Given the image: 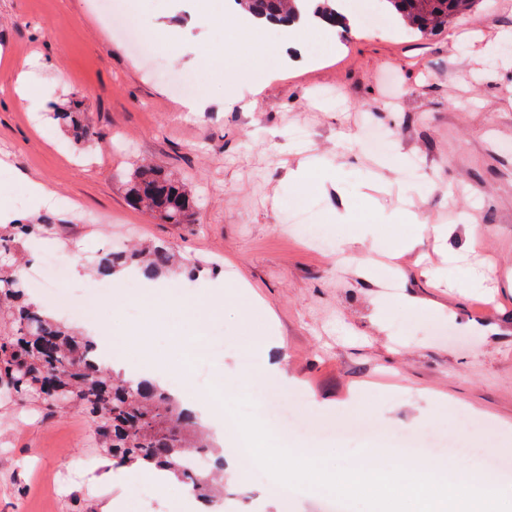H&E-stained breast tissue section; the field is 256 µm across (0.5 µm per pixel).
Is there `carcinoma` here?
<instances>
[{"instance_id":"cac0c4a2","label":"carcinoma","mask_w":512,"mask_h":512,"mask_svg":"<svg viewBox=\"0 0 512 512\" xmlns=\"http://www.w3.org/2000/svg\"><path fill=\"white\" fill-rule=\"evenodd\" d=\"M255 16L284 20L297 0H235ZM401 22L421 34L445 27L472 10L476 0H386ZM69 128L77 144L95 143L94 132L77 108L52 113ZM130 204L150 212L164 224H188L194 199L184 185L158 166L141 165L125 175ZM48 224L0 225V406L25 404L51 411L60 394L66 408L88 415L99 447L119 467H153L188 485L194 497L209 506L216 494L214 471L223 459L197 472L194 455L214 453L199 435L197 421L167 390L146 379L112 373L101 360L94 340L46 315L29 301L27 284L17 265V251ZM135 268L157 279L177 270L193 275L195 266L180 262L165 246L103 252L95 260L98 274Z\"/></svg>"}]
</instances>
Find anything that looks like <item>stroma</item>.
I'll use <instances>...</instances> for the list:
<instances>
[{
  "mask_svg": "<svg viewBox=\"0 0 512 512\" xmlns=\"http://www.w3.org/2000/svg\"><path fill=\"white\" fill-rule=\"evenodd\" d=\"M133 9L145 28L177 37L159 51L160 70L141 64L122 31ZM284 43L272 29L242 33L229 13L216 29L198 0H112L108 13L99 0H0V71L23 65L36 93L20 103L0 80V196L21 221H54L29 270L50 251L67 260L65 282L36 299L81 327L93 298L108 336L138 340L141 316L114 305L102 278L74 271L110 242L162 244L202 262L183 302L209 309V338L223 343L202 361V394L213 393L216 372L243 377L234 342L258 327L267 348L256 367L279 365L289 380L281 399L330 434L317 442L270 420L275 441L334 465L377 454L395 465L398 436L427 429L512 456V0H479L425 36L358 18L328 35L311 31V62L285 64L259 94L201 65L205 52L270 58ZM178 73L194 80L205 111H186L169 80ZM75 104L96 136L86 150L49 118ZM369 127L390 136L395 170L365 152ZM302 160L337 190L291 179ZM143 162L196 200L190 223L164 224L129 205L122 177ZM28 179L52 200L33 199ZM412 207L425 218L414 229L402 218ZM297 209L312 211L326 243L288 231ZM364 221L377 234L348 248ZM448 223L472 227L468 259L492 272L484 287L461 288L442 263L429 227ZM409 231L415 251L388 258ZM350 254L370 262L368 277L352 272ZM91 431L82 413L0 410V512H104L114 501L120 512H173L166 488L113 468ZM78 460L88 477L60 483ZM327 499L309 488L275 497L268 479L250 478L226 484L213 508L323 512Z\"/></svg>",
  "mask_w": 512,
  "mask_h": 512,
  "instance_id": "35a3bbf8",
  "label": "stroma"
}]
</instances>
